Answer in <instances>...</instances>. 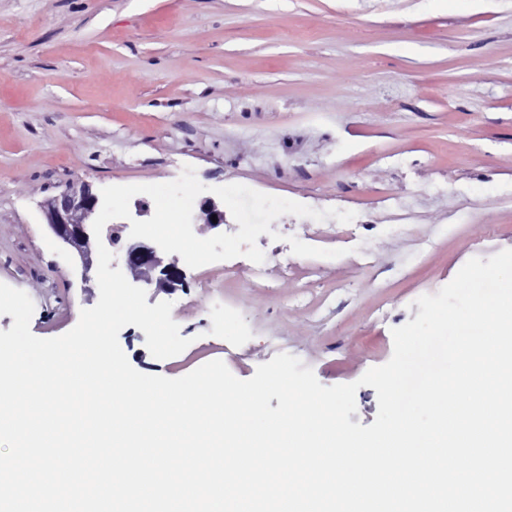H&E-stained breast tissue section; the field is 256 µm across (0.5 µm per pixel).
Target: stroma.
Returning <instances> with one entry per match:
<instances>
[{"instance_id": "1", "label": "stroma", "mask_w": 512, "mask_h": 512, "mask_svg": "<svg viewBox=\"0 0 512 512\" xmlns=\"http://www.w3.org/2000/svg\"><path fill=\"white\" fill-rule=\"evenodd\" d=\"M424 2L0 0V282L32 299V333L61 336L99 300L43 203L190 165L204 201L239 183L356 217L286 214L280 240H257L263 263L186 268L169 300L190 346L159 360L126 326L132 367L178 378L219 359L246 380L288 353L332 386L385 364L417 298L512 249V0ZM291 236L345 254L299 257ZM216 303L247 343L211 335Z\"/></svg>"}]
</instances>
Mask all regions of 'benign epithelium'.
Here are the masks:
<instances>
[{
  "mask_svg": "<svg viewBox=\"0 0 512 512\" xmlns=\"http://www.w3.org/2000/svg\"><path fill=\"white\" fill-rule=\"evenodd\" d=\"M99 197L85 182L71 183L43 205V213L55 239L79 260L81 280L91 281L94 267L95 237L92 225ZM124 263L135 283L155 286L158 292L173 293L185 284V275L177 260L168 263L152 243L136 240L125 248Z\"/></svg>",
  "mask_w": 512,
  "mask_h": 512,
  "instance_id": "obj_1",
  "label": "benign epithelium"
}]
</instances>
